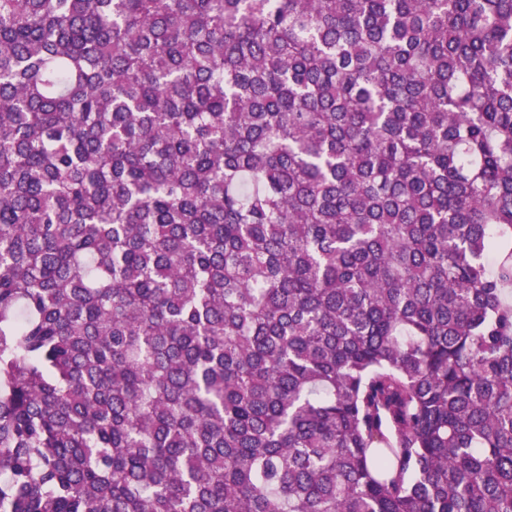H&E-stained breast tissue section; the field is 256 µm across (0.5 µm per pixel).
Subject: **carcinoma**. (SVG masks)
<instances>
[{"label":"carcinoma","mask_w":512,"mask_h":512,"mask_svg":"<svg viewBox=\"0 0 512 512\" xmlns=\"http://www.w3.org/2000/svg\"><path fill=\"white\" fill-rule=\"evenodd\" d=\"M512 0H0V512H512Z\"/></svg>","instance_id":"carcinoma-1"}]
</instances>
